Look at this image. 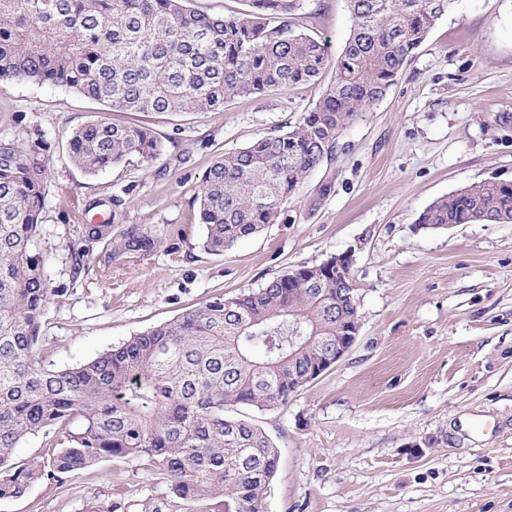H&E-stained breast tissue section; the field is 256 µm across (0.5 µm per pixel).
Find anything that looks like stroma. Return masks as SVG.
<instances>
[{
    "mask_svg": "<svg viewBox=\"0 0 512 512\" xmlns=\"http://www.w3.org/2000/svg\"><path fill=\"white\" fill-rule=\"evenodd\" d=\"M292 20L341 53L346 0H307ZM325 81L227 101L213 112H115L79 93L0 81V138L50 163L38 237L51 290L40 345L71 367L167 323L214 294L263 287L289 268L351 253L360 328L351 350L286 406L251 419L280 450L265 512H512V223L419 227L437 198L512 183V0H455L384 99L348 126L332 161L278 220L221 255L202 247L195 200L217 156L294 125ZM141 125L161 155L90 175L68 156L90 119ZM331 190L309 208L306 196ZM123 201L112 217L110 199ZM97 208H90V201ZM112 232L86 246L85 225ZM156 249L117 254L130 227ZM204 512L174 499L145 461L110 458L66 483H34L0 512Z\"/></svg>",
    "mask_w": 512,
    "mask_h": 512,
    "instance_id": "obj_1",
    "label": "stroma"
}]
</instances>
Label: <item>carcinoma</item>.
Here are the masks:
<instances>
[{
    "instance_id": "cac0c4a2",
    "label": "carcinoma",
    "mask_w": 512,
    "mask_h": 512,
    "mask_svg": "<svg viewBox=\"0 0 512 512\" xmlns=\"http://www.w3.org/2000/svg\"><path fill=\"white\" fill-rule=\"evenodd\" d=\"M247 2L224 17L189 0H0V81L49 83L120 112H205L330 74L296 125L220 155L203 175V248L221 255L279 218L455 0H347L352 28L334 60L288 23L296 0ZM31 136L29 148L0 139V500L43 478L62 484L104 459L133 458L178 500L208 501V512H263L279 448L226 409L284 406L311 366L335 356L336 336L359 322L351 270L285 271L56 369L39 347L49 288L37 228L49 159L40 130ZM163 150L151 129L102 119L68 141L71 161L92 175ZM480 222H512V184L474 183L418 218L436 230ZM157 245L132 227L119 252L148 255ZM38 434L49 452L12 464L21 442Z\"/></svg>"
}]
</instances>
